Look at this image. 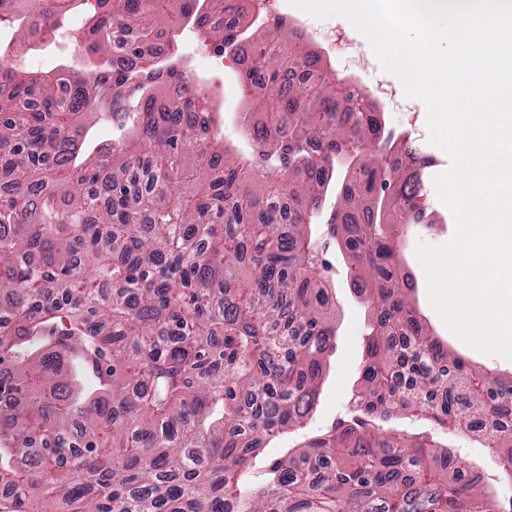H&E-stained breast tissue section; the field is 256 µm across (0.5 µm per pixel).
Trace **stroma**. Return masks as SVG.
I'll return each mask as SVG.
<instances>
[{
	"label": "stroma",
	"mask_w": 512,
	"mask_h": 512,
	"mask_svg": "<svg viewBox=\"0 0 512 512\" xmlns=\"http://www.w3.org/2000/svg\"><path fill=\"white\" fill-rule=\"evenodd\" d=\"M84 23L83 12H73L64 27L58 29L56 37L45 49L28 54V67L34 71L56 72L60 65L79 64L80 55L75 46V37ZM204 36L188 28L180 36L181 51L190 61L192 74L209 80L216 92L215 102L220 111V132L226 143L244 150L248 147L245 133L237 123L240 112L246 111L251 100L240 80V73L231 69L216 68L201 50ZM415 147L424 155L434 157L435 165L427 168L423 177L420 199L426 211L427 225L408 224L401 240V255L405 271L414 281L412 300L420 317L432 334L446 343L450 352L458 347L450 342L451 332L430 303L425 272L416 254L418 243L438 246L448 241L455 231L451 212L438 200L434 179L450 166L448 155L427 141L425 120H418ZM332 264L331 294L336 304L338 336L336 349L328 358L324 369V381L316 411L304 430L311 436L322 433L337 420L346 418L353 407V399L360 385V373L369 326V312L353 290L347 274L345 258L339 249H331L327 255Z\"/></svg>",
	"instance_id": "1"
}]
</instances>
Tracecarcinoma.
<instances>
[{"label":"carcinoma","instance_id":"cac0c4a2","mask_svg":"<svg viewBox=\"0 0 512 512\" xmlns=\"http://www.w3.org/2000/svg\"><path fill=\"white\" fill-rule=\"evenodd\" d=\"M84 0H0L29 30ZM82 69L28 72V33L0 53V512H512L470 466L405 420L459 427L512 476V377L470 367L418 319L399 226L430 158L384 134L379 106L255 19L242 81L257 89L248 153L200 110L177 27L225 51L199 0H98ZM165 43L151 71L142 51ZM192 94H169V82ZM138 135L84 154L86 118ZM336 184V207L321 204ZM375 310L351 415L272 461L302 427L333 351L330 247Z\"/></svg>","mask_w":512,"mask_h":512}]
</instances>
